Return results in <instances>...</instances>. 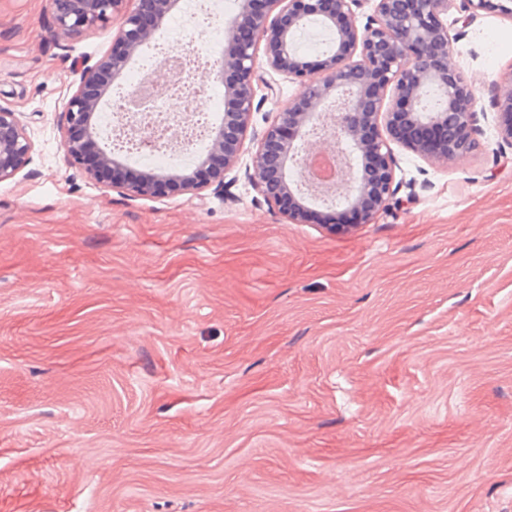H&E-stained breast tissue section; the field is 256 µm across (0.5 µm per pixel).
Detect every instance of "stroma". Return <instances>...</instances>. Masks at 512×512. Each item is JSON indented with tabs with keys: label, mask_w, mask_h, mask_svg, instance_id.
<instances>
[{
	"label": "stroma",
	"mask_w": 512,
	"mask_h": 512,
	"mask_svg": "<svg viewBox=\"0 0 512 512\" xmlns=\"http://www.w3.org/2000/svg\"><path fill=\"white\" fill-rule=\"evenodd\" d=\"M0 0V512H512V149L432 164L372 223L290 224L246 169L298 86L253 114L204 199H139L64 159L72 71L118 22L55 39ZM487 104L512 16L450 25ZM33 144L19 113L0 105V182L10 180L28 163Z\"/></svg>",
	"instance_id": "1"
}]
</instances>
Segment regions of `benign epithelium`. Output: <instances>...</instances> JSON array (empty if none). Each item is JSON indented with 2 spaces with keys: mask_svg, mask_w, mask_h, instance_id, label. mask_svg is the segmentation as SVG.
Masks as SVG:
<instances>
[{
  "mask_svg": "<svg viewBox=\"0 0 512 512\" xmlns=\"http://www.w3.org/2000/svg\"><path fill=\"white\" fill-rule=\"evenodd\" d=\"M56 35L78 36L104 26L115 16L122 25L110 51L95 64L74 69L77 88L61 112L66 162L90 180L96 170L85 157L94 153L99 167H119L118 157L103 151L95 123L105 95L90 91L106 74L116 80L155 36L176 0H50ZM364 0H239L235 21L225 30L224 54L215 79L224 84V122L210 131V144L199 162L224 154L218 174L197 180L180 172L147 173L137 181L114 178L108 186L132 197L175 192L201 198L212 185L224 184V172L242 152L252 124L256 65L298 84L299 93L263 132L251 157L250 179L265 199L291 224H334L340 215L368 224L391 201L396 159L390 143L417 156L446 165L477 148L480 120L493 119L498 146L512 148V74L492 82L488 108L476 98L463 74L450 63L452 37L448 12L455 6L467 26L491 0H372L364 26L354 8ZM309 20L333 32L332 51L313 65L295 48L297 31ZM323 126L321 145L334 147L344 160L343 202L335 209L301 187L299 160L310 132ZM33 144L19 113L0 105V182L10 180L28 163Z\"/></svg>",
  "mask_w": 512,
  "mask_h": 512,
  "instance_id": "obj_1",
  "label": "benign epithelium"
}]
</instances>
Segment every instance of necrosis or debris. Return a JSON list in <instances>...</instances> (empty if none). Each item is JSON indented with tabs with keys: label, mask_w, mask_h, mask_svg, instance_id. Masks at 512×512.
Masks as SVG:
<instances>
[{
	"label": "necrosis or debris",
	"mask_w": 512,
	"mask_h": 512,
	"mask_svg": "<svg viewBox=\"0 0 512 512\" xmlns=\"http://www.w3.org/2000/svg\"><path fill=\"white\" fill-rule=\"evenodd\" d=\"M237 0H188L182 15L160 35L139 60L126 84L112 92L113 104L100 116L102 126L112 129L113 147L138 162L187 163L194 142L200 141L218 108L217 100L202 102L195 78L170 77L159 86L151 78L159 55L182 54V32L192 29L198 43L194 56L196 73L214 64L213 52L221 39L217 20L232 15Z\"/></svg>",
	"instance_id": "1"
}]
</instances>
